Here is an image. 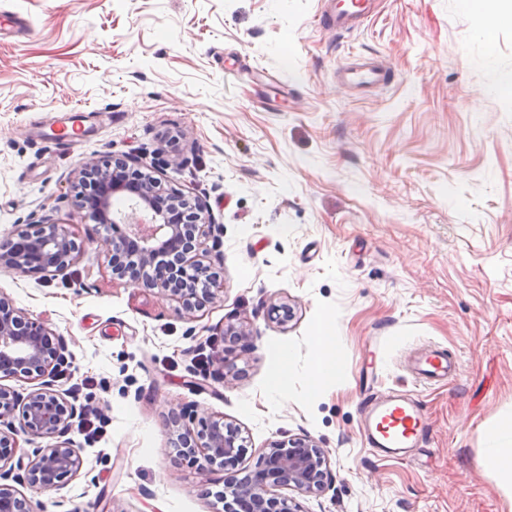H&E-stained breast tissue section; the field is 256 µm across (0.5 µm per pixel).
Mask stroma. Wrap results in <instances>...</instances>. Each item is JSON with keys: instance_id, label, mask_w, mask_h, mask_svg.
Wrapping results in <instances>:
<instances>
[{"instance_id": "35a3bbf8", "label": "stroma", "mask_w": 512, "mask_h": 512, "mask_svg": "<svg viewBox=\"0 0 512 512\" xmlns=\"http://www.w3.org/2000/svg\"><path fill=\"white\" fill-rule=\"evenodd\" d=\"M327 2L0 0V237L48 215L82 247L46 279L0 270V293L66 340L58 386L96 416L69 434L77 476L20 486L44 512H224L226 483L298 435L330 478L278 489L295 512H512V487L481 463L512 417V23L489 58L457 0H378L346 31L320 23ZM369 56L385 85L337 82ZM66 117L83 135L72 149L48 141ZM144 148L224 226L203 242L224 291L193 314L113 278L105 231L70 191L80 162ZM328 315L344 369L315 392L312 330ZM230 324L243 339L225 340ZM435 347L460 373L416 382L406 358ZM280 349L283 397L269 386ZM394 390L428 418L406 460L360 431L364 401ZM185 410L238 427L239 459L204 474L177 457L165 422ZM290 360L291 353L288 350H281L277 354L271 370V388L282 396L288 393Z\"/></svg>"}]
</instances>
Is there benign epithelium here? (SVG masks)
Returning a JSON list of instances; mask_svg holds the SVG:
<instances>
[{
	"mask_svg": "<svg viewBox=\"0 0 512 512\" xmlns=\"http://www.w3.org/2000/svg\"><path fill=\"white\" fill-rule=\"evenodd\" d=\"M119 161L142 175L135 201L128 210L112 207V196L127 191L115 181L111 190L99 197L96 208L86 216L102 226L104 243L110 253L112 278H124L121 266L127 245L138 244L141 267L152 265L156 254L171 245L175 257L169 273L158 279H143L160 299L175 301L189 313L202 310L223 291L221 271L204 263L206 254L200 238L219 239L224 225L216 224L205 202L165 187L155 176L156 162L127 155ZM112 160L82 163L79 177L71 186L76 197L91 180H106ZM167 195L185 209L188 224L181 230L167 222L154 207V199ZM81 247L64 224L44 217L32 230H21L0 239V269L18 275L48 277L74 264ZM66 346L60 335L16 309L0 294V480L12 479L41 491H50L76 475L82 466L79 449L64 439L74 420L82 419L84 408L69 400L70 392L54 388L67 366ZM34 384L23 395L3 384L8 379ZM175 439L173 447L192 458L202 472L224 466V460L237 457V437L225 432L224 417L216 415H178L169 420ZM27 436L33 448H17V435ZM44 440L46 444L37 443ZM328 457L309 436L273 440L265 447L263 461L254 474L231 487L239 502V512H295L279 499L274 490L293 487L303 493L325 489ZM0 512H41L31 502L19 498L9 488L0 487Z\"/></svg>",
	"mask_w": 512,
	"mask_h": 512,
	"instance_id": "1",
	"label": "benign epithelium"
}]
</instances>
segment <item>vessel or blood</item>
<instances>
[{
	"label": "vessel or blood",
	"instance_id": "obj_1",
	"mask_svg": "<svg viewBox=\"0 0 512 512\" xmlns=\"http://www.w3.org/2000/svg\"><path fill=\"white\" fill-rule=\"evenodd\" d=\"M373 0H356L355 5L342 6L330 13L331 23L340 30L357 22H366L374 15ZM345 83L372 88L384 84L388 71L378 59H368L345 67ZM456 359L436 349L415 357L410 373L423 382L448 379L456 370ZM361 426L366 445L383 456L405 458L419 447L426 434V417L419 404L402 392H391L368 401L361 414Z\"/></svg>",
	"mask_w": 512,
	"mask_h": 512
}]
</instances>
